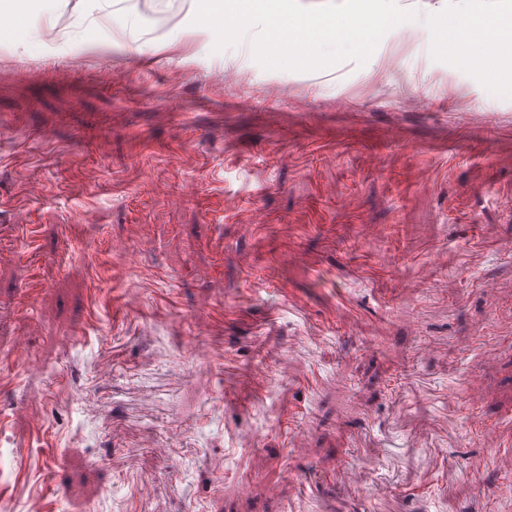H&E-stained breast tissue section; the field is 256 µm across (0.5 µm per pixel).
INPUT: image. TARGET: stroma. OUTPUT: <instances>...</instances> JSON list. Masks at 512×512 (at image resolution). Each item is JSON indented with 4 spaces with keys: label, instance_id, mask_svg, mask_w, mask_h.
<instances>
[{
    "label": "stroma",
    "instance_id": "1",
    "mask_svg": "<svg viewBox=\"0 0 512 512\" xmlns=\"http://www.w3.org/2000/svg\"><path fill=\"white\" fill-rule=\"evenodd\" d=\"M398 3L298 72L0 0V512H512V0Z\"/></svg>",
    "mask_w": 512,
    "mask_h": 512
}]
</instances>
